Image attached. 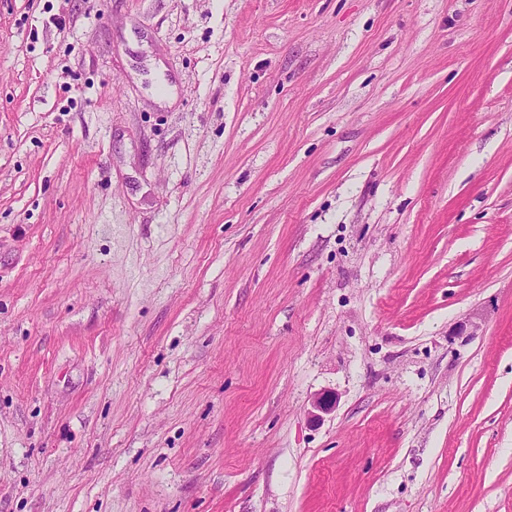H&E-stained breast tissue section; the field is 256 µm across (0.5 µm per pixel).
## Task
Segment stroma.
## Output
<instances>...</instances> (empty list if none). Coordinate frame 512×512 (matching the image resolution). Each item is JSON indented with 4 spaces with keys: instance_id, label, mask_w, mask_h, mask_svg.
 <instances>
[{
    "instance_id": "stroma-1",
    "label": "stroma",
    "mask_w": 512,
    "mask_h": 512,
    "mask_svg": "<svg viewBox=\"0 0 512 512\" xmlns=\"http://www.w3.org/2000/svg\"><path fill=\"white\" fill-rule=\"evenodd\" d=\"M0 512H512V0H0Z\"/></svg>"
}]
</instances>
